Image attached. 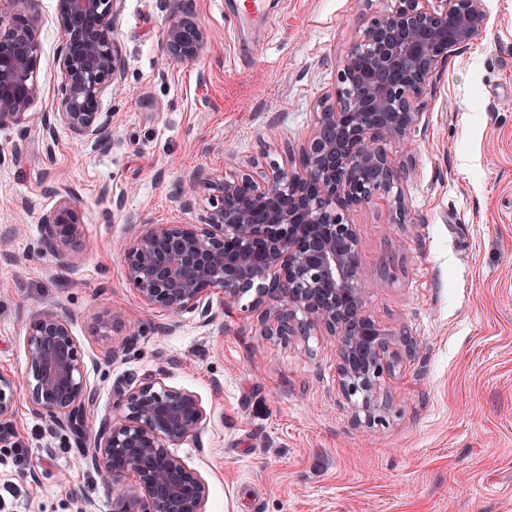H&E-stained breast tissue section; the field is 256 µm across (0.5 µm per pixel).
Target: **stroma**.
I'll list each match as a JSON object with an SVG mask.
<instances>
[{
  "label": "stroma",
  "instance_id": "stroma-1",
  "mask_svg": "<svg viewBox=\"0 0 512 512\" xmlns=\"http://www.w3.org/2000/svg\"><path fill=\"white\" fill-rule=\"evenodd\" d=\"M207 32L198 60L165 68L159 0H123L112 39L122 87L100 92L112 136L82 143L64 125L0 128V368L26 370L25 325L67 310L96 401L95 434L119 393L141 378L194 392L198 439L172 451L209 485L206 512H512V0H486L488 24L440 66L404 167L407 221L378 199L353 210L365 310L391 334L380 421L357 422L322 329L283 341L234 306L210 324L145 306L125 276L127 217L198 222L207 184L186 174L259 173L284 163L335 83L337 64L381 0H272L244 27L235 0H183ZM39 110L53 112L66 78L58 0H37ZM82 207L83 231L63 264L40 216L59 195ZM190 197L191 211L177 200ZM134 328L115 361L112 339ZM409 336L413 351L400 339ZM112 512L107 476L66 429H50L18 398L0 441V512Z\"/></svg>",
  "mask_w": 512,
  "mask_h": 512
}]
</instances>
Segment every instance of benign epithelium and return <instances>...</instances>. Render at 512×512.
Masks as SVG:
<instances>
[{"instance_id":"benign-epithelium-1","label":"benign epithelium","mask_w":512,"mask_h":512,"mask_svg":"<svg viewBox=\"0 0 512 512\" xmlns=\"http://www.w3.org/2000/svg\"><path fill=\"white\" fill-rule=\"evenodd\" d=\"M0 11V127L60 122L90 144L112 134L100 89L121 80L124 61L112 41L119 0H59L66 83L58 111L38 112L34 78L36 0ZM340 59L336 82L320 101L298 156L249 173L213 179L211 209L197 223L155 224L131 216L123 247L127 280L142 302L171 317L186 313L212 322L213 300L224 308L253 295L262 333L288 339L320 327L337 337L340 385L364 414L381 419V380L389 369L391 339L365 313L367 286L359 241L349 213L384 197L401 203L405 177L383 144L400 141L422 118L424 95L439 64L458 55L486 28L484 0H385ZM166 11L161 54L172 67L195 61L207 32L179 0ZM46 243L60 260L82 231V211L65 194L42 215ZM23 378L0 369V440L9 435L17 398L51 427L84 436L95 394L86 380L69 316L55 307L26 323ZM206 411L193 392L146 378L119 395L99 423L90 460L110 480L112 512H206V480L169 447L198 438Z\"/></svg>"}]
</instances>
